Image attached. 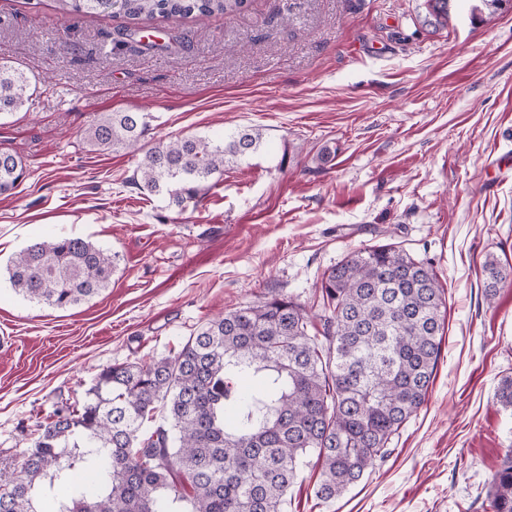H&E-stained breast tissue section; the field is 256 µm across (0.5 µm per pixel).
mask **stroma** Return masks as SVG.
<instances>
[{"label":"stroma","instance_id":"obj_1","mask_svg":"<svg viewBox=\"0 0 512 512\" xmlns=\"http://www.w3.org/2000/svg\"><path fill=\"white\" fill-rule=\"evenodd\" d=\"M418 0H249L233 16L157 22L156 48L119 40L127 19L74 24L53 0H0V62L37 90L0 119V151L28 175L0 196V453L21 460L37 418L83 400L116 363L168 355L214 315L280 290L315 307L323 273L392 243L431 262L447 304L423 407L393 451L341 498L308 467L283 512H490L487 480L512 446L495 398L512 375V14L440 29ZM102 112L150 114L146 145L265 132L262 151L186 210L131 182L139 161L95 151ZM70 234L116 253L111 286L61 310L12 289L6 267ZM484 290L487 299H494L501 287L512 276V266L507 269L496 258H488L483 265Z\"/></svg>","mask_w":512,"mask_h":512}]
</instances>
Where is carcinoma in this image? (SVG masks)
<instances>
[{
    "label": "carcinoma",
    "mask_w": 512,
    "mask_h": 512,
    "mask_svg": "<svg viewBox=\"0 0 512 512\" xmlns=\"http://www.w3.org/2000/svg\"><path fill=\"white\" fill-rule=\"evenodd\" d=\"M248 0H54L75 21L124 16L138 30L159 20L241 12ZM455 0H421L425 26H443ZM512 0H477L484 22ZM24 73L0 63V116L29 101ZM145 115L101 112L85 129L95 151L134 149ZM264 134L236 130L220 141L161 139L143 151L133 184L177 207L258 152ZM26 176L22 158L0 152V196ZM116 255L74 236L34 242L7 265L13 290L59 309L102 294ZM487 299L512 277L492 257ZM314 318L275 294L200 326L166 357L101 371L83 403L62 404L36 425L15 464L0 458V512H39L38 492L69 486L57 512H282L288 488L316 453L318 499L356 485L386 457L387 444L426 401L445 330L446 304L431 265L390 244L354 250L322 277ZM254 381L242 392L238 380ZM496 399L512 410V376ZM90 471L87 490L76 474ZM491 512H512V448L488 487Z\"/></svg>",
    "instance_id": "obj_1"
}]
</instances>
